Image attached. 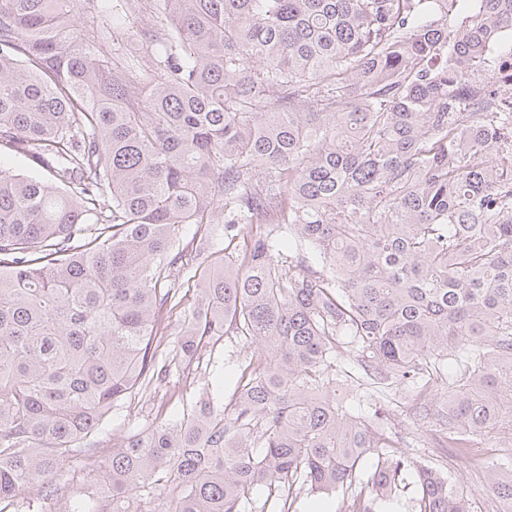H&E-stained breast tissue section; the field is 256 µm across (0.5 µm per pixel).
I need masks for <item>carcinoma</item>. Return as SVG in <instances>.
I'll return each instance as SVG.
<instances>
[{"mask_svg":"<svg viewBox=\"0 0 512 512\" xmlns=\"http://www.w3.org/2000/svg\"><path fill=\"white\" fill-rule=\"evenodd\" d=\"M506 56L512 0H0V152L42 171L0 169V503L50 492L113 410L226 336L228 400L162 402L112 444V512H289L297 485H359L351 512H378L411 463L345 345L459 460L512 428ZM185 224L223 250L177 246ZM414 470L420 512H471Z\"/></svg>","mask_w":512,"mask_h":512,"instance_id":"cac0c4a2","label":"carcinoma"}]
</instances>
